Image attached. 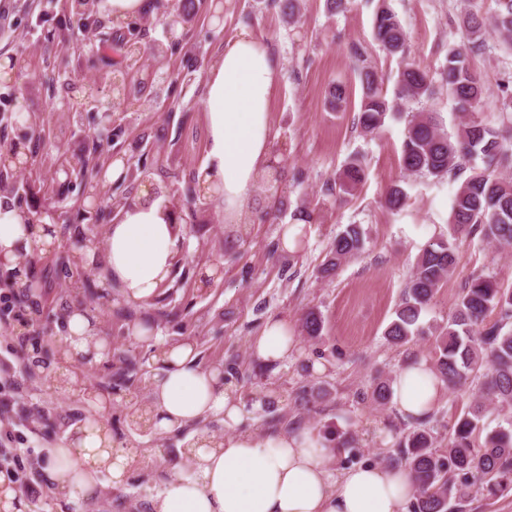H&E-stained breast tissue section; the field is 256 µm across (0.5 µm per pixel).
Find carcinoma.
Listing matches in <instances>:
<instances>
[{"mask_svg": "<svg viewBox=\"0 0 512 512\" xmlns=\"http://www.w3.org/2000/svg\"><path fill=\"white\" fill-rule=\"evenodd\" d=\"M379 2L374 37L388 54L403 59L407 54L406 34L387 0ZM496 2L497 10L488 23L469 10L461 16L463 41L448 46L437 79L407 63L399 71L398 91L390 101L379 88L375 69L363 66L359 70L363 94L356 126L365 135L377 134L389 114L443 92L453 101L458 116L452 135L442 129L433 112H413L408 122L401 153L404 171L438 180L448 178L459 186L452 201L448 234L426 245L418 255L395 319L385 330L386 340L395 346L409 343L419 331L421 315L453 272L459 244L477 237L512 247V178L506 175L512 169V117L504 116L499 128L479 119L484 87L469 64V57L482 53L490 38L512 50V0ZM271 3L288 23L297 22L301 0ZM174 17L177 23L190 25L194 0H181L174 8ZM149 138L143 133L128 143L135 158L132 184L159 177L157 194L163 196L176 189L182 194L190 223H208L200 172L187 180L169 181L171 175L164 160L158 155L146 156L140 147ZM363 175L362 160L350 159L339 174V188L345 193L355 190ZM405 200L406 193L398 184L391 186L384 197L392 211L399 210ZM363 248L359 225H347L334 236L320 267L321 276L334 275ZM174 267L179 270L174 284L196 282L194 268L183 259H177ZM493 312L497 320L490 323L487 318ZM302 330L311 338L322 336V316L308 312ZM433 365L450 390L467 382L474 384L473 401L448 429L444 447L437 446L433 431L422 424L403 435L395 452L383 461L411 472L416 483L412 512H464L475 486L492 496L512 491V288L483 273L471 277L435 339ZM390 382L391 378L380 377L373 388L372 400L379 407H386L391 400ZM491 414L499 418L493 429L484 422Z\"/></svg>", "mask_w": 512, "mask_h": 512, "instance_id": "carcinoma-1", "label": "carcinoma"}]
</instances>
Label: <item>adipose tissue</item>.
I'll use <instances>...</instances> for the list:
<instances>
[{
  "label": "adipose tissue",
  "mask_w": 512,
  "mask_h": 512,
  "mask_svg": "<svg viewBox=\"0 0 512 512\" xmlns=\"http://www.w3.org/2000/svg\"><path fill=\"white\" fill-rule=\"evenodd\" d=\"M279 78L266 46L249 30L225 40L209 67L203 108L207 121L204 179L218 193L225 219L239 218L257 177L271 165L270 101ZM25 213L0 204V255L16 260L18 252L34 256L57 243L43 225L26 228ZM176 218L159 203L137 201L110 224L107 248L88 261L102 259L100 285L116 301L136 306L152 299L172 273L180 251ZM64 359L103 360L97 323L87 312L72 313ZM298 347L294 330L281 318L270 319L254 344L255 358L265 364L284 361ZM152 425L169 432L207 416L221 417L223 438L199 435L192 445L196 475L170 478L153 501V512H407L414 481L402 467L368 463L328 472L325 463L337 451L324 433L300 427L256 435L244 430V411L222 371L203 367L194 344L163 345L154 355L151 374ZM392 402L410 420L435 408L442 381L431 364L417 360L400 367L391 379ZM60 493L80 501L96 487L99 470H108L121 485L129 460L111 446L100 422L48 452Z\"/></svg>",
  "instance_id": "adipose-tissue-1"
}]
</instances>
